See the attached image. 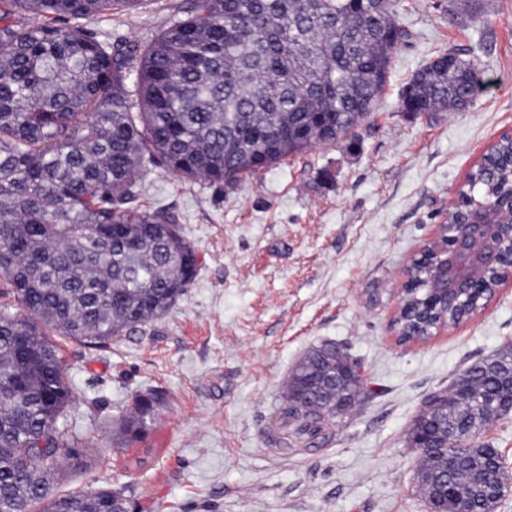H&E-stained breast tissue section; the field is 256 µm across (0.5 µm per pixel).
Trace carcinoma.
Returning <instances> with one entry per match:
<instances>
[{"label": "carcinoma", "instance_id": "cac0c4a2", "mask_svg": "<svg viewBox=\"0 0 512 512\" xmlns=\"http://www.w3.org/2000/svg\"><path fill=\"white\" fill-rule=\"evenodd\" d=\"M140 0H0V276L22 314L0 313V512H135L126 489L55 497L50 481L82 455L68 431L73 389L55 333L102 347L165 316L197 271V250L164 208L129 207L146 166L231 186L317 145L347 138L375 108L393 52L408 38L393 0H188L139 45L86 23ZM24 12L34 22L16 18ZM478 62L434 57L403 91L401 111L465 109ZM504 136L459 188L493 206L512 178ZM351 360L309 352L272 417L282 447L326 439L319 406L361 383ZM512 358L466 368L414 419L409 442L439 436L415 480L437 512H488L457 456L506 396ZM156 397L137 394L121 444L143 439ZM448 471L436 499L434 471Z\"/></svg>", "mask_w": 512, "mask_h": 512}]
</instances>
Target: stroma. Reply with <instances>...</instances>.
<instances>
[{
  "mask_svg": "<svg viewBox=\"0 0 512 512\" xmlns=\"http://www.w3.org/2000/svg\"><path fill=\"white\" fill-rule=\"evenodd\" d=\"M479 3L396 0L413 36L353 138L230 187L149 169L137 204L176 217L198 271L167 315L108 347L57 338L75 394L69 429L86 451L53 494L124 487L141 512H430L414 480L412 421L429 395L512 343L510 284L426 340L399 344L393 323L405 266L483 146L512 130V0ZM183 5L142 0L87 27L146 42ZM452 48L480 62L468 109L402 112L411 76ZM325 343L356 361L363 400L326 442L279 447L270 423L289 375ZM140 392L157 396L156 419L123 452L116 421Z\"/></svg>",
  "mask_w": 512,
  "mask_h": 512,
  "instance_id": "1",
  "label": "stroma"
}]
</instances>
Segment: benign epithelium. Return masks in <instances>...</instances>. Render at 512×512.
Masks as SVG:
<instances>
[{
    "mask_svg": "<svg viewBox=\"0 0 512 512\" xmlns=\"http://www.w3.org/2000/svg\"><path fill=\"white\" fill-rule=\"evenodd\" d=\"M457 207L453 203L450 211ZM494 209L492 213L481 203L470 205L457 210L460 223L439 226L436 236L404 268L397 315L411 311L425 325L426 335L432 336L445 329L428 323L433 311L466 305L485 290L487 273H494L502 283L512 281V183L497 198ZM430 268L437 286L426 299L416 300L411 287ZM475 477L483 483L485 497L497 502L512 489V477L501 466L489 474L477 472Z\"/></svg>",
    "mask_w": 512,
    "mask_h": 512,
    "instance_id": "benign-epithelium-1",
    "label": "benign epithelium"
}]
</instances>
